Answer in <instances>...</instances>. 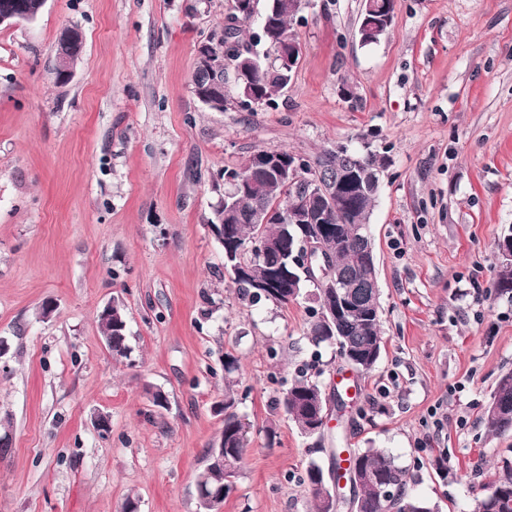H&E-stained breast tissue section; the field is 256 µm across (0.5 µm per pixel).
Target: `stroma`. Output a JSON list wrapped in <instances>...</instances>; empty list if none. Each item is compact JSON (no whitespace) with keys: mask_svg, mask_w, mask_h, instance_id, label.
Masks as SVG:
<instances>
[{"mask_svg":"<svg viewBox=\"0 0 512 512\" xmlns=\"http://www.w3.org/2000/svg\"><path fill=\"white\" fill-rule=\"evenodd\" d=\"M229 8L46 0L36 20L0 26V512H122L130 498L137 512H203L195 477L224 424L228 355L253 429L219 512H309L306 471L331 470L339 448L382 449L408 493L470 512L512 460V433L481 421L512 372V297L493 288L512 228V0H397L369 47L362 0H309L288 88L253 110L230 90L217 112L191 77ZM68 27L84 49L60 82ZM363 136L389 161L370 216L386 343L366 375L312 343V300L242 299L209 225L224 168ZM116 298L121 363L97 324ZM300 376L329 398L319 439L277 404ZM58 41L61 42V45L59 52L56 53V70L68 77L71 71L67 68L68 54L66 51L83 43L82 34L80 31L68 28L64 30Z\"/></svg>","mask_w":512,"mask_h":512,"instance_id":"obj_1","label":"stroma"}]
</instances>
